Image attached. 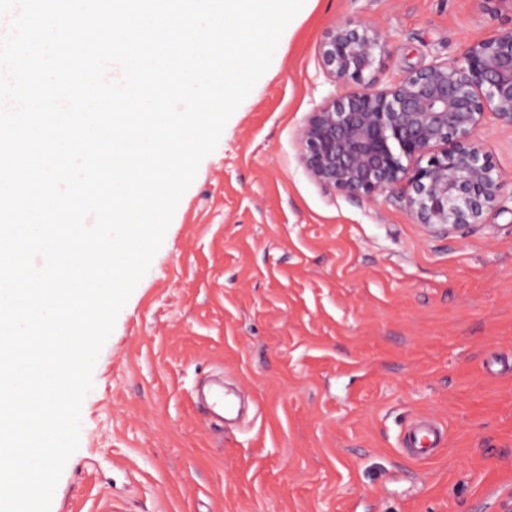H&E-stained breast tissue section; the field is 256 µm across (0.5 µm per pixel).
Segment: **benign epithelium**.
Segmentation results:
<instances>
[{"label":"benign epithelium","instance_id":"1","mask_svg":"<svg viewBox=\"0 0 512 512\" xmlns=\"http://www.w3.org/2000/svg\"><path fill=\"white\" fill-rule=\"evenodd\" d=\"M388 42L370 24L338 22L327 32L324 74L358 86L311 113L298 133L301 164L318 184L350 197L399 198L426 228L484 223L502 178L478 133L489 112L512 126V25L455 61L432 62L382 88L362 83Z\"/></svg>","mask_w":512,"mask_h":512}]
</instances>
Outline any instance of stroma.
Here are the masks:
<instances>
[{
	"label": "stroma",
	"mask_w": 512,
	"mask_h": 512,
	"mask_svg": "<svg viewBox=\"0 0 512 512\" xmlns=\"http://www.w3.org/2000/svg\"><path fill=\"white\" fill-rule=\"evenodd\" d=\"M389 35L384 86L512 23L504 0H310L182 196L120 311L51 512H499L512 490V127L480 139L503 175L484 223L426 230L398 198L323 188L297 135L342 92L334 23ZM248 410L219 428L195 391ZM446 430L410 460L403 433ZM444 440L442 427L428 419H418L409 424L404 432L402 448L412 459H426L434 448L441 447Z\"/></svg>",
	"instance_id": "obj_1"
}]
</instances>
